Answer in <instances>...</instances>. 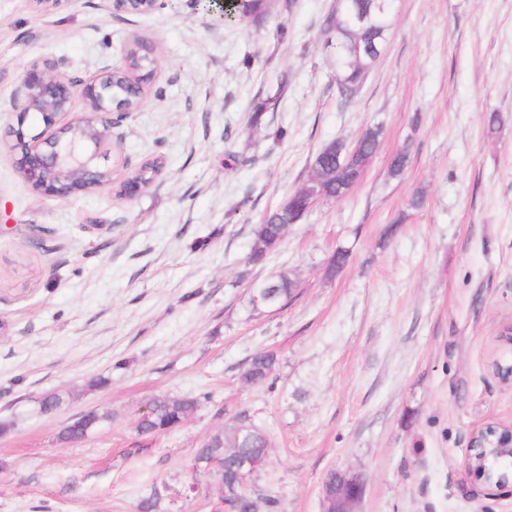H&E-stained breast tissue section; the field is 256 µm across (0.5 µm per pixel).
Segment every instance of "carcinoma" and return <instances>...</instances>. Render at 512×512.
Masks as SVG:
<instances>
[{"instance_id": "cac0c4a2", "label": "carcinoma", "mask_w": 512, "mask_h": 512, "mask_svg": "<svg viewBox=\"0 0 512 512\" xmlns=\"http://www.w3.org/2000/svg\"><path fill=\"white\" fill-rule=\"evenodd\" d=\"M268 0H240L232 9L224 11L226 16L235 15L257 23L267 13ZM394 9L391 0H342L336 11L324 20L322 30L324 47L333 54L338 72V88L342 99L350 101L364 81L365 74L374 66L393 30ZM287 82H281L278 93L266 98H257L253 103L250 123H260L263 113L275 110ZM383 134V127L376 124L368 127L361 138L358 155L348 161L347 153L316 154L309 179L322 184L327 196L339 199L345 196L357 183L373 156L377 152ZM409 162L406 151L396 153L390 160L388 174L392 178L403 175ZM302 190L293 192L291 203H283L275 211L265 216L254 233L248 263L263 264L268 255L281 243L288 225L301 220L306 212L299 203ZM258 288H271L276 294L277 306L288 303L296 291V283L287 274L278 273L256 284ZM277 363L271 352H261L253 356L242 373L247 383H259L268 379ZM202 396L169 397L157 396L150 401L151 411L139 417L136 430L143 434L167 431L190 420L201 405ZM110 418L109 413L97 409L90 410L72 419L59 435L63 443H73L85 439L97 431L101 424ZM271 447L267 435L252 423H235L230 427L210 435L193 457V461L207 463L212 459L224 461L220 470H212L209 475L217 499L228 495L237 501L238 512H257V498L244 486L228 455L232 449L242 454L267 456ZM137 512H166L163 494L152 488L137 505Z\"/></svg>"}]
</instances>
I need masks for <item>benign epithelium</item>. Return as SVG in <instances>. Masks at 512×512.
I'll return each mask as SVG.
<instances>
[{"label": "benign epithelium", "instance_id": "1", "mask_svg": "<svg viewBox=\"0 0 512 512\" xmlns=\"http://www.w3.org/2000/svg\"><path fill=\"white\" fill-rule=\"evenodd\" d=\"M157 0H100L102 9L131 15L153 12ZM124 66L107 64L87 80H76L61 73L54 61L45 59L27 66L20 77L14 97L18 112L17 127L12 129L11 148L18 156V168L26 182L39 195L66 200L76 194H85L92 188L105 185L112 178V171L100 173L99 161L110 160L113 114L128 115L142 103L149 75H139L129 81L130 90L118 97L115 77ZM80 96L88 113L71 116L75 96ZM31 116L43 119L46 128H55L50 135L33 133L26 126ZM512 461V424L504 425L490 419L474 428L468 438L464 458L465 467L484 485L500 488L495 475L505 470L512 477V466L504 468L499 459ZM479 461L482 468L472 466ZM329 497L336 502V512H353L362 493L356 485L342 478Z\"/></svg>", "mask_w": 512, "mask_h": 512}]
</instances>
